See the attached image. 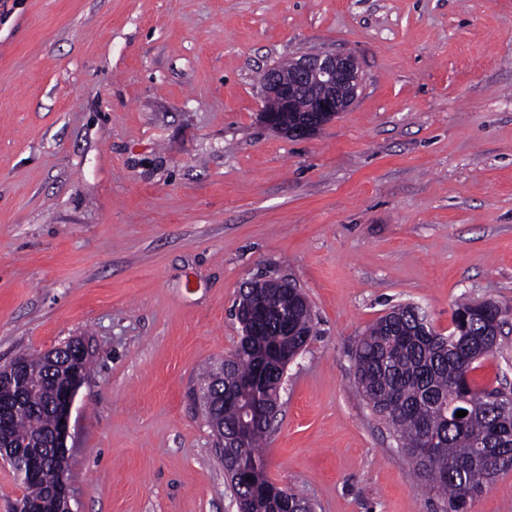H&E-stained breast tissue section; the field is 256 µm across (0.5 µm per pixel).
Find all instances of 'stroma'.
<instances>
[{"instance_id": "obj_1", "label": "stroma", "mask_w": 512, "mask_h": 512, "mask_svg": "<svg viewBox=\"0 0 512 512\" xmlns=\"http://www.w3.org/2000/svg\"><path fill=\"white\" fill-rule=\"evenodd\" d=\"M356 56L312 138L265 128L259 78ZM305 294L265 469L315 512H438L360 397L393 306L447 332L507 308L470 379L512 389V0H0V365L84 340L73 512H237L192 396L254 279Z\"/></svg>"}]
</instances>
